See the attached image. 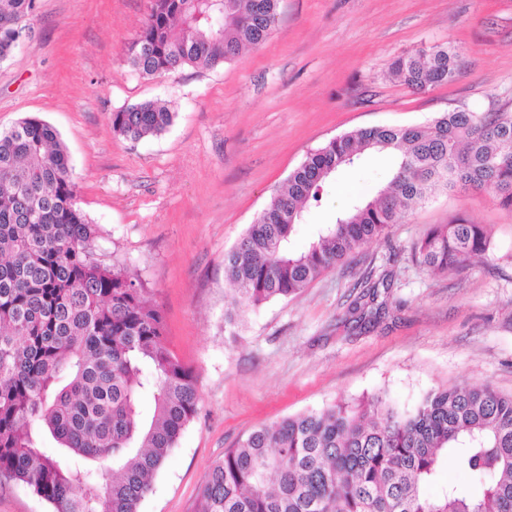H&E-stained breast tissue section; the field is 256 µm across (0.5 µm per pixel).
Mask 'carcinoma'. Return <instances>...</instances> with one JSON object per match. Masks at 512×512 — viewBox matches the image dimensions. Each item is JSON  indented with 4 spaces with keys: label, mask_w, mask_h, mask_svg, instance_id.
Returning <instances> with one entry per match:
<instances>
[{
    "label": "carcinoma",
    "mask_w": 512,
    "mask_h": 512,
    "mask_svg": "<svg viewBox=\"0 0 512 512\" xmlns=\"http://www.w3.org/2000/svg\"><path fill=\"white\" fill-rule=\"evenodd\" d=\"M278 0H152L127 52L156 77L216 68L273 32ZM35 0H0V63L20 45ZM459 53L434 45L398 56L391 75L422 90L448 84ZM173 112L144 101L111 113L113 131L155 136ZM366 153L394 158L392 177L333 223L294 241L325 183ZM487 192L512 210V113L459 109L423 126H371L307 154L224 254L230 326L302 292L337 263L388 236L437 189ZM97 229L57 132L25 118L0 132V484L22 483L52 512H139L198 412L193 370L167 348L164 319L136 275L93 251ZM490 250L458 216L411 250L433 273ZM69 463L41 451L42 434ZM468 486L432 493L448 461ZM200 512H512V395L488 385L425 393L403 409L385 391L338 400L251 430L205 475Z\"/></svg>",
    "instance_id": "obj_1"
}]
</instances>
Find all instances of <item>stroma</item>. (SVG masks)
<instances>
[{
    "mask_svg": "<svg viewBox=\"0 0 512 512\" xmlns=\"http://www.w3.org/2000/svg\"><path fill=\"white\" fill-rule=\"evenodd\" d=\"M151 0H37L29 36L0 63V132L35 117L66 149L78 204L107 264L127 268L165 320L166 345L198 383L197 416L152 481L140 512H198L224 451L254 428L339 399L387 391L402 407L454 384L512 394V211L491 195L439 189L297 296L224 323L233 289L224 254L308 152L370 126L430 123L465 108L512 112V0H279L270 38L215 69L153 79L126 62ZM448 45L454 80L414 91L390 74L397 55ZM161 100V134L118 136L110 115ZM393 159L341 169L297 228L334 222L385 185ZM465 216L493 249L460 273L434 274L411 248ZM388 279L385 312L356 326L366 283Z\"/></svg>",
    "mask_w": 512,
    "mask_h": 512,
    "instance_id": "obj_1",
    "label": "stroma"
}]
</instances>
